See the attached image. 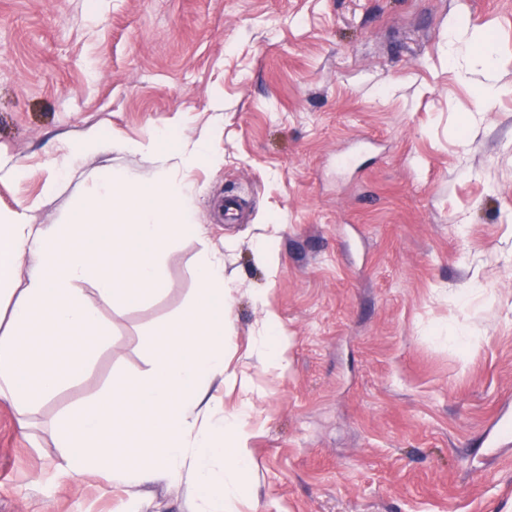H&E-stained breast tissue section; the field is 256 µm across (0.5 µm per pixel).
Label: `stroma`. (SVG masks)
I'll use <instances>...</instances> for the list:
<instances>
[{"instance_id":"1","label":"stroma","mask_w":512,"mask_h":512,"mask_svg":"<svg viewBox=\"0 0 512 512\" xmlns=\"http://www.w3.org/2000/svg\"><path fill=\"white\" fill-rule=\"evenodd\" d=\"M93 127L206 139L171 172L206 232L172 243L162 293L101 306L110 344L33 439L0 408V512H189L184 484L56 483L50 422L149 370L214 253L252 390L237 512H506L512 438L482 442L512 424V0H0V213L61 224L100 169L154 176L117 151L56 167ZM268 308L284 371L249 356Z\"/></svg>"}]
</instances>
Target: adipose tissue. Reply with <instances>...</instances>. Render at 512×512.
Segmentation results:
<instances>
[{"label": "adipose tissue", "mask_w": 512, "mask_h": 512, "mask_svg": "<svg viewBox=\"0 0 512 512\" xmlns=\"http://www.w3.org/2000/svg\"><path fill=\"white\" fill-rule=\"evenodd\" d=\"M194 188L160 169L127 192L103 175L65 223L44 229L25 210L0 213V288L12 304L0 331V404L17 426L91 368L110 338L100 306L122 310L162 292L161 259L170 245L204 232ZM97 283L99 305L82 281ZM196 300L152 341V367L113 380L89 404L59 413L53 428L61 448L55 476L100 477L126 490L189 481L194 512H235L253 468L249 398L227 410L224 321L230 308L223 257L196 268ZM258 360L288 367V338L267 312L254 341Z\"/></svg>", "instance_id": "obj_1"}]
</instances>
